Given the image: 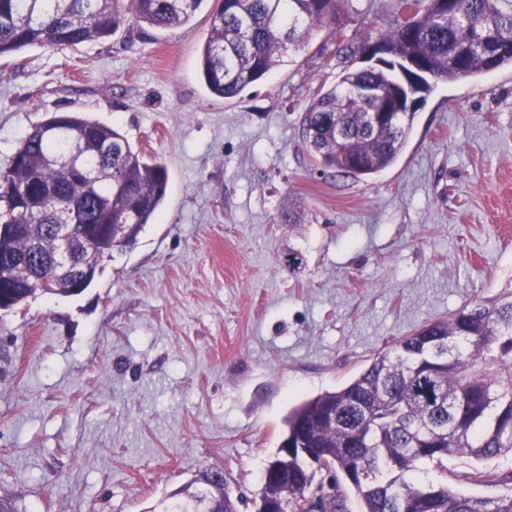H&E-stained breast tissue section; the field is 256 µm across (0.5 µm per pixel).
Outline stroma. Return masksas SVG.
<instances>
[{"mask_svg":"<svg viewBox=\"0 0 512 512\" xmlns=\"http://www.w3.org/2000/svg\"><path fill=\"white\" fill-rule=\"evenodd\" d=\"M392 0H345V40L239 96L199 75L208 12L0 61V169L54 112L121 128L171 187L81 294L0 310V496L17 512H164L201 471L252 500L298 402L423 323L512 287V67L438 84L397 161L321 173L301 118ZM296 223H289V215ZM296 266H289L290 256ZM448 460L449 485L501 494Z\"/></svg>","mask_w":512,"mask_h":512,"instance_id":"stroma-1","label":"stroma"}]
</instances>
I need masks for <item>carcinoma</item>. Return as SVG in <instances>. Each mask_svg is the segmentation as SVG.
Returning a JSON list of instances; mask_svg holds the SVG:
<instances>
[{
  "label": "carcinoma",
  "instance_id": "obj_1",
  "mask_svg": "<svg viewBox=\"0 0 512 512\" xmlns=\"http://www.w3.org/2000/svg\"><path fill=\"white\" fill-rule=\"evenodd\" d=\"M343 0H0V59L26 47L75 48L112 37L125 25L173 30L211 8L200 51L208 91L233 98L306 50L322 30L343 38ZM389 58L347 64L336 84L312 98L303 144L321 172L353 179L392 165L419 107L440 82L512 65V0H394L377 39ZM405 100L394 124L375 123L389 96ZM168 167L148 162L125 134L78 112H54L33 126L0 169V293L17 306L40 293L69 294L61 273L59 225L85 237L86 285L104 257L133 245L165 202ZM283 438L326 462L329 482H315L306 461L288 458V488L263 483L260 495L307 512L316 484L322 512H512V493L471 497L448 480L417 478L418 465L447 472L448 458L484 461L512 452V291L429 321L378 352L335 391L294 406ZM479 481L512 483V472L482 471ZM193 500L166 512H239L224 474L205 469Z\"/></svg>",
  "mask_w": 512,
  "mask_h": 512
}]
</instances>
